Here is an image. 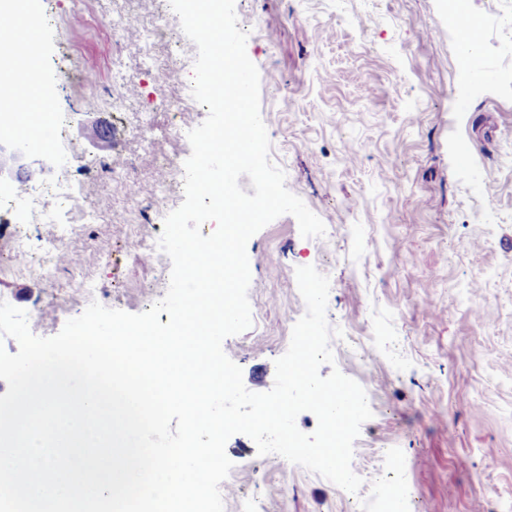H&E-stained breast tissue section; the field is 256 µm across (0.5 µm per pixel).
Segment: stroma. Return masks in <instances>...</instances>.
Segmentation results:
<instances>
[{"label": "stroma", "mask_w": 512, "mask_h": 512, "mask_svg": "<svg viewBox=\"0 0 512 512\" xmlns=\"http://www.w3.org/2000/svg\"><path fill=\"white\" fill-rule=\"evenodd\" d=\"M42 0L34 15L41 54L73 62L78 75L41 69L56 109L66 111L70 149L42 142L54 170H67L82 205L104 218L84 224L65 247L108 308L140 313L163 297L170 265H148L111 214L126 204L123 186L102 164L130 159L142 195L158 164L186 144L169 129L147 66L164 68L165 44L136 52L140 22L169 0ZM240 29L254 28L247 54L260 76V114L270 160L286 187L326 226L302 237L285 214L247 244L252 325L223 342L253 392L272 388L274 361L306 311L295 270L319 267L330 279L327 319L334 366L372 393L373 416L355 445L372 478L398 485L409 512H506L512 506V0H468L481 25L479 52L488 80L458 77V34L448 31L444 0H236ZM138 18L124 31L114 13ZM79 39H71L72 31ZM128 91L123 110L83 111L110 98L113 70ZM154 111L156 144L130 139V114ZM33 252L59 233L0 208V264L16 232ZM0 295L35 315L51 300L54 320L31 331L56 335L86 304L67 272L54 287L0 274ZM482 320H475L474 309ZM233 468L224 512L238 498L255 512H362L358 498L322 476L258 455L251 438L232 436ZM398 459L399 469L386 466Z\"/></svg>", "instance_id": "35a3bbf8"}]
</instances>
